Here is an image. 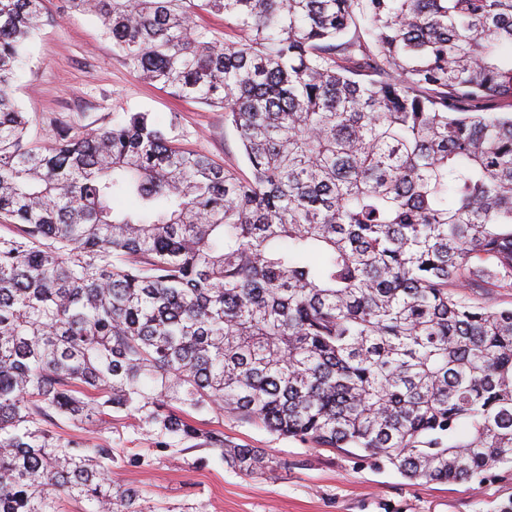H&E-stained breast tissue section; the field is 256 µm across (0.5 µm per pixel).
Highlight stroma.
<instances>
[{"label":"stroma","instance_id":"stroma-1","mask_svg":"<svg viewBox=\"0 0 512 512\" xmlns=\"http://www.w3.org/2000/svg\"><path fill=\"white\" fill-rule=\"evenodd\" d=\"M52 17L29 47L10 91L33 118L29 136L46 141L56 125L75 119L97 128L128 112H149L183 147L225 169L246 173L237 133L224 112L175 97L148 83L121 60L97 19L70 13L66 0H45ZM224 436L263 449L273 472L247 475L204 449H152L129 421L112 423V440L148 465H122L113 478L150 491L170 512L190 504L206 512H498L512 500V471L483 482L407 481L352 454L304 445L266 429L224 419Z\"/></svg>","mask_w":512,"mask_h":512}]
</instances>
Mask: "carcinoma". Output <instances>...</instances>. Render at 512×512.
<instances>
[{"label": "carcinoma", "mask_w": 512, "mask_h": 512, "mask_svg": "<svg viewBox=\"0 0 512 512\" xmlns=\"http://www.w3.org/2000/svg\"><path fill=\"white\" fill-rule=\"evenodd\" d=\"M43 2L0 0V512H162L110 477L144 456L46 429L114 413L247 474L201 415L410 481L512 468V0H68L223 109L247 176L149 112L29 140Z\"/></svg>", "instance_id": "cac0c4a2"}]
</instances>
